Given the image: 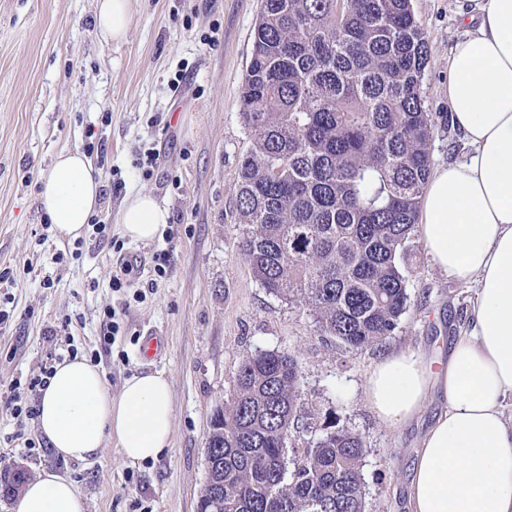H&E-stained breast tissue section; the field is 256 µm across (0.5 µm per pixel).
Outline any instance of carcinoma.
I'll list each match as a JSON object with an SVG mask.
<instances>
[{
    "label": "carcinoma",
    "mask_w": 512,
    "mask_h": 512,
    "mask_svg": "<svg viewBox=\"0 0 512 512\" xmlns=\"http://www.w3.org/2000/svg\"><path fill=\"white\" fill-rule=\"evenodd\" d=\"M428 46L411 0H262L241 92V249L268 294L303 304L349 350L400 329L405 264L431 174ZM297 360H242L205 437L199 512H364L363 437L338 428L286 464L299 414ZM23 468L0 474L19 494Z\"/></svg>",
    "instance_id": "cac0c4a2"
}]
</instances>
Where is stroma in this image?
<instances>
[{"instance_id": "35a3bbf8", "label": "stroma", "mask_w": 512, "mask_h": 512, "mask_svg": "<svg viewBox=\"0 0 512 512\" xmlns=\"http://www.w3.org/2000/svg\"><path fill=\"white\" fill-rule=\"evenodd\" d=\"M260 0H134L120 42L94 23L96 0H0V457L29 474L71 480L87 512H198L206 480L205 436L215 409L230 401L238 367L258 350L298 361L299 408L316 431L293 434L289 459L317 431L345 427L365 440V512H409L407 485L420 435L444 406L429 401L417 423L381 421L366 401V373L378 349L353 351L320 336L302 305L269 295L238 248L243 227L239 166L250 134L240 95ZM428 44L422 95L438 125L433 166L465 151L448 109V59L465 34L474 0H412ZM88 153L102 180L93 229L64 239L47 224L40 178L64 149ZM158 154L147 167V154ZM147 191L170 212L155 238L123 237L115 218L128 195ZM172 254L165 276L155 255ZM132 263L131 284L112 286L118 259ZM409 307L387 347L448 356L476 287L441 272L421 240L409 258ZM125 307L119 330L104 333L107 308ZM158 331L166 352L148 360L144 337ZM93 361L111 393L126 378L160 371L172 386L173 430L157 461L125 464L114 440L87 461L66 460L40 441L27 384L41 366Z\"/></svg>"}]
</instances>
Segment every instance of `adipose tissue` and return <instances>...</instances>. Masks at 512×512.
<instances>
[{"instance_id":"adipose-tissue-1","label":"adipose tissue","mask_w":512,"mask_h":512,"mask_svg":"<svg viewBox=\"0 0 512 512\" xmlns=\"http://www.w3.org/2000/svg\"><path fill=\"white\" fill-rule=\"evenodd\" d=\"M132 0H97L105 39H125ZM450 119L467 155L441 166L421 203L420 235L435 264L476 286L468 325L433 370L394 349L370 367L366 399L383 422H414L433 394L445 407L419 440L409 483L411 512H512V0H484L478 25L448 60ZM102 182L78 150L59 153L41 180L42 209L57 233L79 237L101 205ZM169 212L147 192L131 194L116 222L135 242L152 240ZM38 429L64 459L96 455L105 439L123 462L159 459L169 448L172 389L163 372L126 379L119 395L80 358L56 364L41 393ZM73 484L48 470L26 483L14 512H85Z\"/></svg>"}]
</instances>
